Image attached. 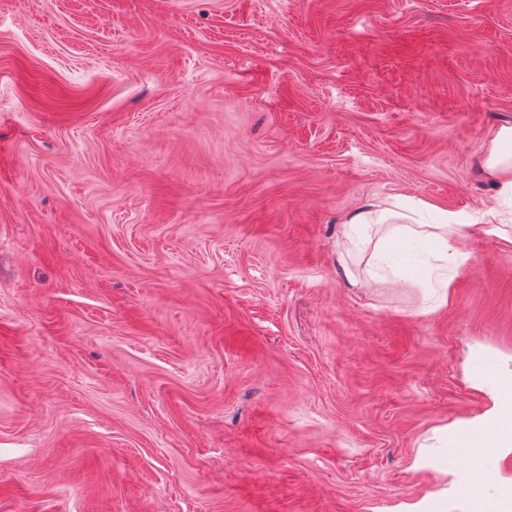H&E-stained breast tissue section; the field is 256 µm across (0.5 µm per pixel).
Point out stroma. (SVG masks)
Wrapping results in <instances>:
<instances>
[{"label": "stroma", "instance_id": "35a3bbf8", "mask_svg": "<svg viewBox=\"0 0 512 512\" xmlns=\"http://www.w3.org/2000/svg\"><path fill=\"white\" fill-rule=\"evenodd\" d=\"M0 0V512H419L512 375V0ZM459 216L446 304L367 203ZM511 140L512 126H501L490 134L480 173L486 182L498 187L501 194L512 196V154L502 147Z\"/></svg>", "mask_w": 512, "mask_h": 512}]
</instances>
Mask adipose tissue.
I'll return each instance as SVG.
<instances>
[{"mask_svg":"<svg viewBox=\"0 0 512 512\" xmlns=\"http://www.w3.org/2000/svg\"><path fill=\"white\" fill-rule=\"evenodd\" d=\"M512 141V126L493 131L487 142L486 155L480 167L482 178L498 187L500 193L512 195V153L505 151L504 143ZM459 220L449 212H442L438 223L426 224L416 211L398 214L397 211L372 203L346 217L344 235L347 243H359L369 249L370 257L392 281L402 280L404 268L389 251L391 245H410L420 241L431 244L435 260L446 265V273L436 277L434 286L440 291L450 288L455 270L465 258L459 239ZM496 390L494 409L490 416L476 425L461 424L456 435L459 445L479 448L512 447V380L494 376Z\"/></svg>","mask_w":512,"mask_h":512,"instance_id":"adipose-tissue-1","label":"adipose tissue"}]
</instances>
